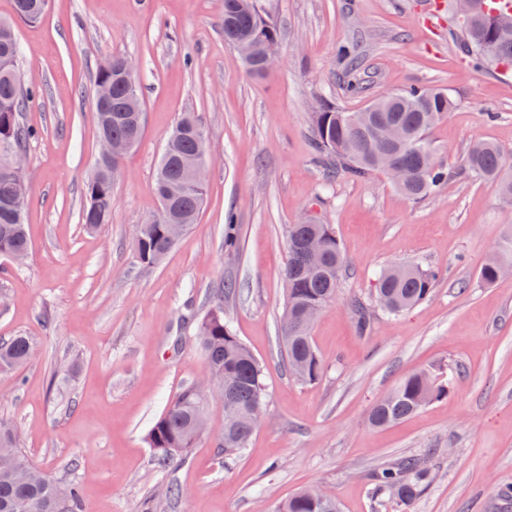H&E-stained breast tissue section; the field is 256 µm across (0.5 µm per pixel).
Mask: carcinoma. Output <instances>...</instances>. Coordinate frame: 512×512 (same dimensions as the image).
I'll return each mask as SVG.
<instances>
[{
	"instance_id": "1",
	"label": "carcinoma",
	"mask_w": 512,
	"mask_h": 512,
	"mask_svg": "<svg viewBox=\"0 0 512 512\" xmlns=\"http://www.w3.org/2000/svg\"><path fill=\"white\" fill-rule=\"evenodd\" d=\"M43 0H14L15 16L34 22L45 8ZM256 0H224V39L234 37L278 38L275 25L264 19L254 8ZM484 24L475 26L466 18L461 24V42L470 55L485 62L512 66V38L498 37L492 23L496 14L483 12ZM14 22L0 20V141L8 140L22 153L29 132L19 123L20 113L28 102V92L19 78L20 48L14 36ZM122 58L115 56L97 68L95 84L112 86V102L106 112L94 108L96 129L107 128L114 139H125L136 132L134 124L123 113L129 89L139 91L137 77L125 81L121 73ZM376 111L367 113L365 122H355L356 113L324 106L313 113L312 132L318 152L336 158L333 173L338 177L361 180L377 170L379 158L395 162L405 173V183L399 191L408 199L418 201L428 197L448 183V169L436 156V149L427 133L455 108L453 99L443 91L413 87L395 94L382 95L372 101ZM395 121L410 134L406 144L375 141L371 127ZM201 128L192 113H185L173 127L171 135L178 139L175 150L162 156L154 178V190L171 194V208L165 215L155 214L137 228L135 249L145 265L159 264L173 249L178 239L195 223L207 195L203 182L184 183L187 165L207 142H199ZM464 168L472 177L490 184L497 195L508 194L512 203V170L500 149L491 142L481 143L480 150H469ZM86 204L80 219L90 229L109 223L112 215V173L92 177L85 190ZM29 192L22 171L7 168L0 156V254H28L29 236L24 222ZM288 263L283 271L285 303L280 320V339L288 367L301 381L311 382L323 372V361L313 343L312 326L300 319L305 307L321 303L328 305L336 298L346 257L336 232L329 224H290L286 230ZM317 238L325 248L326 265L319 271L305 270V243ZM505 266H512V241L500 247L480 269V279L490 284L499 278ZM439 272L417 264L383 269L379 272L375 293H386L388 315H398L424 302L431 295ZM236 295V284L228 282L212 298V305L198 327V340L204 354L207 372L216 384L229 378L233 382L232 408L224 416L233 420L235 430H224V455L241 453L256 430L263 414L266 389L263 369L245 344L232 330L224 316V302ZM351 311L361 330L371 325L368 304L360 299L351 303ZM28 337L14 336L0 342V369L11 370L31 356ZM452 379L436 369L411 374L403 378L368 413L375 427L396 424L419 411L425 405L448 394ZM206 420V405L200 403L194 386L184 388L167 410L155 421L147 437L153 448L158 468H167L175 459L188 454L197 438L193 429ZM433 464L428 457L408 455L396 463L375 471L374 492L391 494L402 504H413L429 485ZM54 479L43 473L27 452L18 447L14 426L0 421V512H88L78 486L68 485V494L61 501L55 496ZM276 512H340L336 499L323 506L314 505L296 492L278 503Z\"/></svg>"
}]
</instances>
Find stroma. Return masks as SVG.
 Instances as JSON below:
<instances>
[{
    "label": "stroma",
    "mask_w": 512,
    "mask_h": 512,
    "mask_svg": "<svg viewBox=\"0 0 512 512\" xmlns=\"http://www.w3.org/2000/svg\"><path fill=\"white\" fill-rule=\"evenodd\" d=\"M279 31L266 75L245 70L224 40L221 0H49L36 22L14 18L22 83L35 92L22 122L30 240L25 262L0 257V341L29 337L31 359L0 371V419L54 478L75 483L92 512H273L304 488L342 512H512V274L486 285V256L512 235V206L473 180L462 159L477 139L512 156V70L476 65L455 35L448 0H260ZM358 55L349 92L340 46ZM119 55L138 68L139 144L122 160L109 224L80 221L99 152L97 66ZM413 86L447 91L453 112L430 132L450 172L445 187L406 199L384 173L329 178L315 159L311 116L354 112ZM194 113L209 149L207 200L165 261L139 262L135 233L159 209L154 171L169 133ZM240 226L224 251V218ZM333 225L349 274L312 329L321 376L295 380L279 344L288 262L285 227ZM415 262L443 273L408 312L376 313L368 332L350 313L376 272ZM235 280L226 316L264 368L266 406L241 456L220 454L224 406L186 459L157 468L146 436L176 395L205 375L197 325L216 288ZM456 373L448 396L399 424L367 414L405 375ZM433 454L435 478L412 505L372 495L376 468ZM176 485L181 498L166 497Z\"/></svg>",
    "instance_id": "35a3bbf8"
}]
</instances>
